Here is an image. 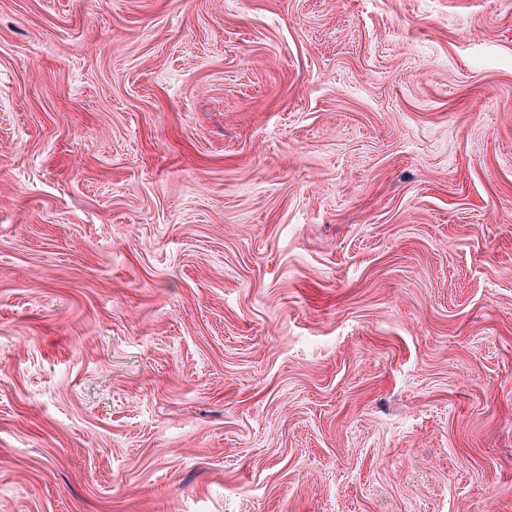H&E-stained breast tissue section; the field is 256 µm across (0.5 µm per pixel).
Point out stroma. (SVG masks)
<instances>
[{"mask_svg": "<svg viewBox=\"0 0 512 512\" xmlns=\"http://www.w3.org/2000/svg\"><path fill=\"white\" fill-rule=\"evenodd\" d=\"M0 512H512V0H0Z\"/></svg>", "mask_w": 512, "mask_h": 512, "instance_id": "obj_1", "label": "stroma"}]
</instances>
